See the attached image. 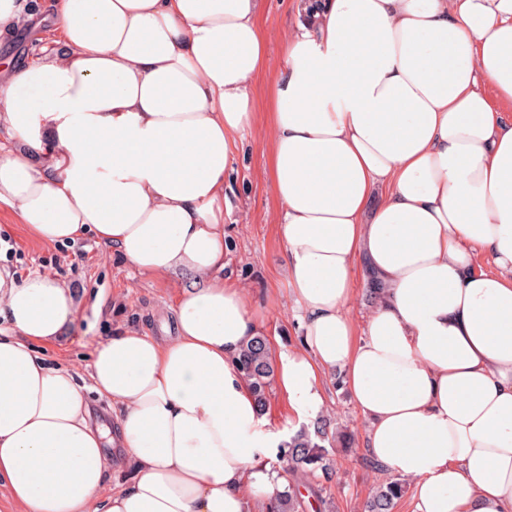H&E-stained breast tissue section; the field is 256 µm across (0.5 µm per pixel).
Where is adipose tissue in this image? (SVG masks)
Returning <instances> with one entry per match:
<instances>
[{"mask_svg":"<svg viewBox=\"0 0 512 512\" xmlns=\"http://www.w3.org/2000/svg\"><path fill=\"white\" fill-rule=\"evenodd\" d=\"M259 4L56 0L61 50L0 69V202L42 242L90 234L192 279L171 335L93 350L110 429L35 350L74 322L72 288L0 269L15 512H269L288 489L236 365L261 320L224 279V175L269 62ZM281 43L271 187L303 337L277 385L313 419L340 373L413 512H512V0H297ZM359 267L381 295L358 334Z\"/></svg>","mask_w":512,"mask_h":512,"instance_id":"adipose-tissue-1","label":"adipose tissue"}]
</instances>
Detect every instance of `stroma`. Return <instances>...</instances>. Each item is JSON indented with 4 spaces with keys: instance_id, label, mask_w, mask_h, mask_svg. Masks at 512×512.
I'll use <instances>...</instances> for the list:
<instances>
[{
    "instance_id": "35a3bbf8",
    "label": "stroma",
    "mask_w": 512,
    "mask_h": 512,
    "mask_svg": "<svg viewBox=\"0 0 512 512\" xmlns=\"http://www.w3.org/2000/svg\"><path fill=\"white\" fill-rule=\"evenodd\" d=\"M55 0H39V9L19 30L14 42L0 45V60L23 65L32 49L56 46ZM295 0H261L259 24L269 38L271 57H278L280 37L294 23ZM275 73L266 71L252 83L256 104L252 131L238 137L224 182V234L229 244L224 276L246 288L264 311L262 331L273 356L288 352L302 334L288 302L285 246L277 222L279 202L268 175L267 105ZM0 236H8L24 255L22 277L44 275L66 282L78 292L75 323L55 344L38 351L54 364L70 367L85 391L95 419L113 426L106 399L91 391L90 354L99 341L132 326L149 336L162 335L191 280L186 276L153 278L138 273L117 250L83 237L70 243L47 244L37 239L14 211L0 203ZM327 419L353 435L350 445H335L336 473L320 496L333 512H362L367 499L393 473L377 465L363 447L366 423L336 376L325 380Z\"/></svg>"
}]
</instances>
